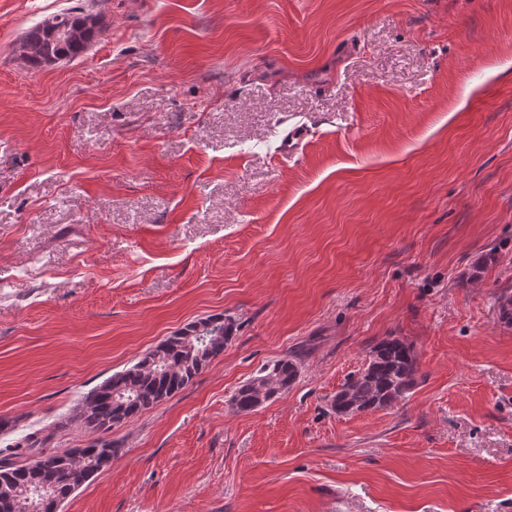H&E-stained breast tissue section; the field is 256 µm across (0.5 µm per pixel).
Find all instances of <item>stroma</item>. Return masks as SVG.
<instances>
[{
	"label": "stroma",
	"instance_id": "35a3bbf8",
	"mask_svg": "<svg viewBox=\"0 0 512 512\" xmlns=\"http://www.w3.org/2000/svg\"><path fill=\"white\" fill-rule=\"evenodd\" d=\"M72 7L81 56L16 49ZM302 145L284 158L280 144ZM512 0H0V449L240 328L60 512H512ZM421 382L332 413L382 338ZM303 351L284 395L235 390Z\"/></svg>",
	"mask_w": 512,
	"mask_h": 512
}]
</instances>
